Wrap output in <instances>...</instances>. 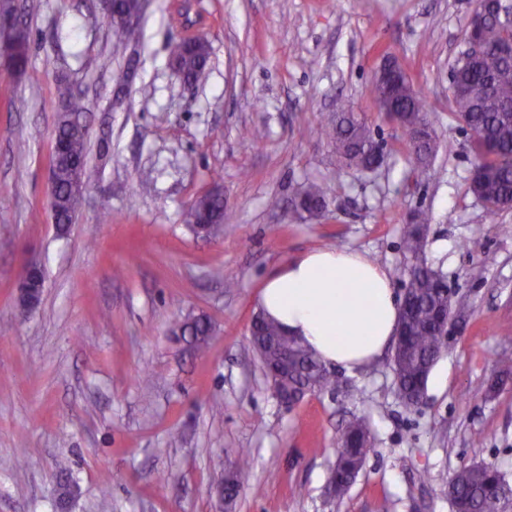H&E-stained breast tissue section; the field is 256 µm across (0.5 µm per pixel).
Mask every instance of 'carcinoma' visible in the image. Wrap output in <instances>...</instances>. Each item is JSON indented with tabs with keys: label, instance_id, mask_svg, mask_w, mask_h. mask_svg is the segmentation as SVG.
<instances>
[{
	"label": "carcinoma",
	"instance_id": "cac0c4a2",
	"mask_svg": "<svg viewBox=\"0 0 512 512\" xmlns=\"http://www.w3.org/2000/svg\"><path fill=\"white\" fill-rule=\"evenodd\" d=\"M111 46L126 50L138 44L139 29H130L113 17L109 20ZM479 39L480 55L461 56L453 66L449 106L458 120L470 131L479 133L473 140L476 168L480 176L471 182L472 193L488 204V210L496 213L512 208V55L502 50L512 41V28L494 23L485 25ZM30 36L26 27H18L9 45L11 61L0 70V81L11 82L23 70L28 61ZM209 44L195 38L183 39L170 45V58L180 62L182 69L197 77L207 64ZM58 98L68 105V112L81 114L86 111L83 100L71 85L62 82L57 87ZM373 103L394 95L397 105L404 111V131L407 137L403 149L420 162L434 152V136L428 121L427 99L407 80L401 90L393 93L384 84L372 80L370 89ZM56 132L66 144L65 159H51L54 167L55 207L57 231L64 235L70 229L72 212L76 208L78 172L88 157V132L85 126L72 122L68 116L57 119ZM321 134L334 144L339 161L346 167L361 171L373 170V159L384 155L382 145L375 140L373 131L349 104L336 102V115L321 128ZM295 209L320 219L326 213V199L322 188L309 183L295 196ZM207 209L214 225L224 223V200L216 197L201 202V207L191 206L184 213L185 222L191 226L199 223L201 209ZM427 215L418 212L407 225L403 236L406 253L418 256L424 247L422 228ZM410 299L407 311L401 312L400 322L408 334L406 345L397 354L395 369L401 387L412 389L426 373L427 361L435 356L444 344L434 311L448 306V317L455 318L454 301L444 295L439 279L433 270L414 275L405 289ZM256 334L250 336V344L263 370L281 354L288 355V391L303 395L308 391H322L334 385V379L312 352L297 341H283L282 329L257 314ZM185 325L193 328L190 342L198 350L209 346V321L197 317ZM373 451L370 429L365 419H355L346 429L341 448L338 449L333 470L332 486L336 495L344 494L363 469L369 453ZM248 451L239 453L237 471L224 477V496L237 495L238 472L248 467ZM448 494L455 512H498L501 500L506 496V481L498 469L489 464L476 463L462 466L448 482Z\"/></svg>",
	"mask_w": 512,
	"mask_h": 512
}]
</instances>
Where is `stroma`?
I'll return each mask as SVG.
<instances>
[{
  "label": "stroma",
  "mask_w": 512,
  "mask_h": 512,
  "mask_svg": "<svg viewBox=\"0 0 512 512\" xmlns=\"http://www.w3.org/2000/svg\"><path fill=\"white\" fill-rule=\"evenodd\" d=\"M20 5L28 65L0 84V512H219L211 485L243 448L252 463L232 512H453L448 481L472 463L512 483V378L487 391L512 354V209L489 213L473 195L471 133L448 104L475 0H149L130 56L111 54L101 0ZM193 36L210 62L188 87L168 46ZM385 53L430 105L428 165L370 97ZM62 80L85 101L89 140L64 236L48 206ZM340 98L384 143L375 171L336 167L320 129ZM309 182L326 193L319 221L291 210ZM215 185L224 231L193 232L182 214ZM418 211L423 258L463 311L422 403L400 402L388 349L282 405L249 344L266 276L336 247L366 252L403 290ZM30 262L44 286L23 314L14 297ZM198 314L213 326L204 353L177 334ZM357 417L373 450L336 497L331 472ZM427 223V215L418 212L413 217L412 224H408L403 236V248L406 253L418 256L424 247L422 228Z\"/></svg>",
  "instance_id": "1"
}]
</instances>
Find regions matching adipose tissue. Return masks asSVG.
I'll list each match as a JSON object with an SVG mask.
<instances>
[{
    "label": "adipose tissue",
    "instance_id": "adipose-tissue-1",
    "mask_svg": "<svg viewBox=\"0 0 512 512\" xmlns=\"http://www.w3.org/2000/svg\"><path fill=\"white\" fill-rule=\"evenodd\" d=\"M258 304L323 363L354 371L395 338L401 301L387 271L365 253L317 248L275 268Z\"/></svg>",
    "mask_w": 512,
    "mask_h": 512
}]
</instances>
